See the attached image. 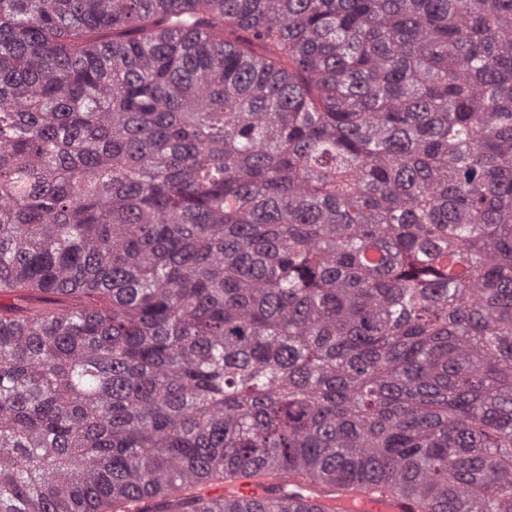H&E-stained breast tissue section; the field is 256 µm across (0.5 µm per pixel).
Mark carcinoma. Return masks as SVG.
I'll return each mask as SVG.
<instances>
[{
  "label": "carcinoma",
  "mask_w": 512,
  "mask_h": 512,
  "mask_svg": "<svg viewBox=\"0 0 512 512\" xmlns=\"http://www.w3.org/2000/svg\"><path fill=\"white\" fill-rule=\"evenodd\" d=\"M0 297V512H512V0H0ZM204 486L209 489H223L226 496H231L244 503L251 504H261L266 502L269 494L265 486L258 481L252 480L238 482L236 484L226 486L225 488L221 487L224 486L222 484H207ZM318 488H311L303 495L296 507L299 510L329 507L338 512H411L416 510L411 500L405 497L388 496L368 492L365 488L351 494H342L336 498L327 497Z\"/></svg>",
  "instance_id": "carcinoma-1"
}]
</instances>
